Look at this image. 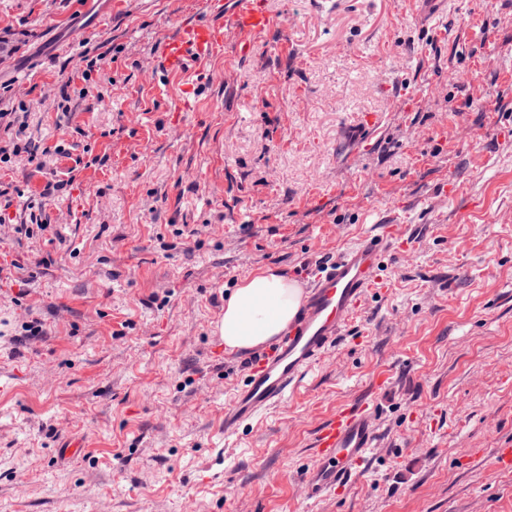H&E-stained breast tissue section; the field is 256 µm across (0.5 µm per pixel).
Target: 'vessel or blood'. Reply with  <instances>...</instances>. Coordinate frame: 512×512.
I'll return each mask as SVG.
<instances>
[{"label":"vessel or blood","instance_id":"obj_1","mask_svg":"<svg viewBox=\"0 0 512 512\" xmlns=\"http://www.w3.org/2000/svg\"><path fill=\"white\" fill-rule=\"evenodd\" d=\"M201 17L180 21L164 39L161 62L169 75L183 78V94L174 109L194 108V70L224 50L228 34H239V56L252 50L251 38L269 28L274 16L268 0H202ZM412 240L401 225L383 223L349 245L330 265L307 279L294 319L258 357L250 360L243 384L224 404V434L231 437L251 425L303 382L335 346L343 328L381 282L377 271L388 253L407 251ZM375 407L349 401L337 407L317 430V464L306 472L309 496L341 495L370 463L376 440Z\"/></svg>","mask_w":512,"mask_h":512}]
</instances>
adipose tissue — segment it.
Returning a JSON list of instances; mask_svg holds the SVG:
<instances>
[{"label":"adipose tissue","instance_id":"adipose-tissue-1","mask_svg":"<svg viewBox=\"0 0 512 512\" xmlns=\"http://www.w3.org/2000/svg\"><path fill=\"white\" fill-rule=\"evenodd\" d=\"M300 299L301 290L295 282L272 269H259L231 293L215 331L230 351L264 345L291 321Z\"/></svg>","mask_w":512,"mask_h":512}]
</instances>
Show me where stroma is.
Listing matches in <instances>:
<instances>
[{
  "instance_id": "obj_1",
  "label": "stroma",
  "mask_w": 512,
  "mask_h": 512,
  "mask_svg": "<svg viewBox=\"0 0 512 512\" xmlns=\"http://www.w3.org/2000/svg\"><path fill=\"white\" fill-rule=\"evenodd\" d=\"M269 7L253 53L227 41L176 112L160 47L198 0H0V113L39 149L0 167V512H512L493 465L512 447V0ZM394 210L412 253L225 444L246 373L215 332L225 298L262 267L299 280ZM34 213L44 230L15 234ZM354 399L376 407L372 463L308 498L314 434Z\"/></svg>"
}]
</instances>
